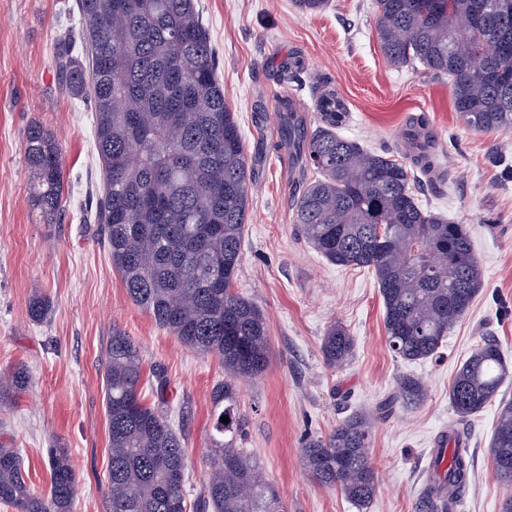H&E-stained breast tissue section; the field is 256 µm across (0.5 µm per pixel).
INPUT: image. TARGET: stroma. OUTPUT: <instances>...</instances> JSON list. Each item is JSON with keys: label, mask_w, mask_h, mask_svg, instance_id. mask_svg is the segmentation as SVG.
I'll use <instances>...</instances> for the list:
<instances>
[{"label": "stroma", "mask_w": 512, "mask_h": 512, "mask_svg": "<svg viewBox=\"0 0 512 512\" xmlns=\"http://www.w3.org/2000/svg\"><path fill=\"white\" fill-rule=\"evenodd\" d=\"M215 50L224 100L244 140L250 179L248 222L236 288L266 317L269 362L237 383L243 448L275 485L287 512H414L434 442L464 431L472 475L456 512H501L512 484L493 473L490 440L497 404L459 421L448 386L481 337L512 361V131L475 133L453 109L447 80L397 68L384 57L375 0H330L319 13L293 0H199ZM77 0H0V373L25 366L29 384L0 403V441L18 449L34 488L49 485L50 448L69 449L77 477L74 512H107L104 348L113 328L139 346L149 403L167 409L187 448V512H196L208 473L210 391L223 379L217 359L184 347L127 295L112 266L96 201L102 184L90 101L62 87L56 48L81 42ZM331 79L349 116L340 135L405 159L412 118L435 133L442 175L415 172L421 204L468 225L484 282L450 331L439 357L406 361L385 340L383 300L371 271L339 267L298 236L293 205L304 175L281 130L291 99L307 131L317 77ZM51 129L64 173L61 208L45 221L32 202L24 143L32 122ZM35 294L51 303L40 322L27 316ZM342 323L354 340L341 367L325 364L326 328ZM421 381L418 402L400 395ZM372 415L369 457L378 476L367 508L317 485L300 450L305 436L327 437L354 411Z\"/></svg>", "instance_id": "1"}]
</instances>
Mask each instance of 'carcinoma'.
Here are the masks:
<instances>
[{
	"mask_svg": "<svg viewBox=\"0 0 512 512\" xmlns=\"http://www.w3.org/2000/svg\"><path fill=\"white\" fill-rule=\"evenodd\" d=\"M79 7L84 45L79 53L62 47L58 66L66 89L89 98L96 114L104 173L97 218L112 267L134 305L224 367V380L211 393L214 454L200 512H284L279 491L236 442L234 381L263 371L269 343L264 315L235 289L248 220V164L198 0H79ZM375 13L389 63L448 78L466 127L512 129V53L497 51L500 41L512 44V0H375ZM341 119L322 113V125L309 136L290 107L282 113L288 141L301 143L304 170L317 173L295 200L293 221L330 263L373 273L396 356L431 358L482 286L470 235L466 225L419 203L406 162L339 135ZM24 155L36 204L52 217L61 207L63 171L42 124L30 126ZM413 164L428 169L439 159L421 143ZM49 311L46 297L29 299L31 320ZM352 351L348 330L330 325L321 345L326 363L342 366ZM105 357L109 512H186L185 442L142 396L137 344L114 329ZM511 376L498 343L483 339L448 389L459 420L497 400ZM26 383L22 368L1 373L0 403ZM401 394L418 401L425 388L407 379ZM371 431V417L357 411L301 448L312 479L360 507L378 487ZM490 456L497 477L511 483V401H499ZM47 466L49 490L37 491L18 450L0 444V504L18 512H73L76 475L68 449H51ZM470 471L463 433L452 430L435 454L416 512H456Z\"/></svg>",
	"mask_w": 512,
	"mask_h": 512,
	"instance_id": "1",
	"label": "carcinoma"
}]
</instances>
